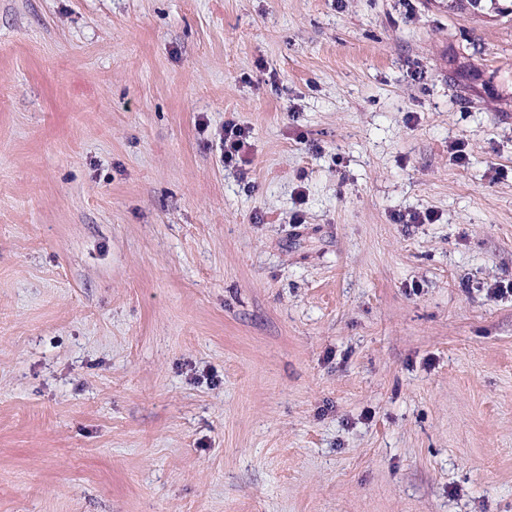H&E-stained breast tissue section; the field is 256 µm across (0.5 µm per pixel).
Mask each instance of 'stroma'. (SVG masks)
Here are the masks:
<instances>
[{
  "mask_svg": "<svg viewBox=\"0 0 512 512\" xmlns=\"http://www.w3.org/2000/svg\"><path fill=\"white\" fill-rule=\"evenodd\" d=\"M510 282L512 14L0 0V512H512ZM250 131L247 127L234 123L233 121L224 124V164L247 163L242 153L249 145Z\"/></svg>",
  "mask_w": 512,
  "mask_h": 512,
  "instance_id": "stroma-1",
  "label": "stroma"
}]
</instances>
